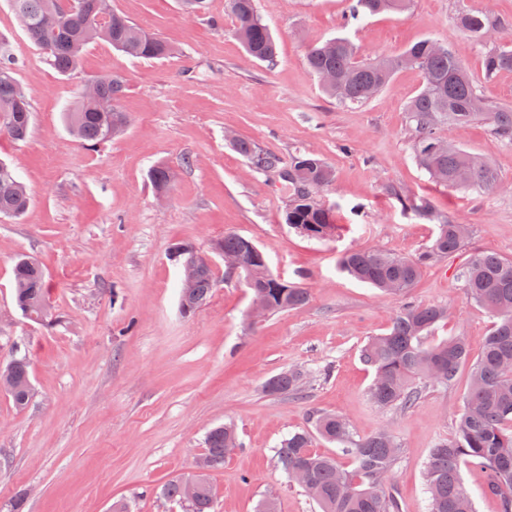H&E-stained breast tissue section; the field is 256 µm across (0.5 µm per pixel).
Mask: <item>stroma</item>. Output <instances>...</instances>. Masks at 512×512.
I'll use <instances>...</instances> for the list:
<instances>
[{"label": "stroma", "instance_id": "35a3bbf8", "mask_svg": "<svg viewBox=\"0 0 512 512\" xmlns=\"http://www.w3.org/2000/svg\"><path fill=\"white\" fill-rule=\"evenodd\" d=\"M350 7L351 0H256L277 41L268 63L247 55L227 0H208L201 15L186 13L180 0H112L173 54L136 58L98 42L64 77L0 0V46L32 111L26 140L0 133V160L31 195L21 217H0V367L26 358L34 388L21 411L0 392V512H111L119 500L130 512H183L160 489L192 470L207 431L224 423L235 426L241 446L210 475L213 512H259L267 500L276 512H321L276 458L281 440L305 430L311 450L351 466L315 432L321 412L342 415L359 437L390 431L401 454L386 489L399 512H428L429 452L454 433L469 370L448 386L421 387L411 409L382 408L369 397L374 373L360 350L411 303L447 309L432 341L463 335L471 355L480 353L493 319L468 299L463 272L477 249L512 259V141L481 120L442 127L441 137L486 157L499 184L477 193L434 183L413 158L406 112L424 87L420 69L398 70L375 98L343 105L325 93L305 55L336 37L349 38L363 60L436 39L492 99L512 107V72L484 83V48L455 24L459 10L480 11L512 43V0H412L408 11L347 26ZM109 72L126 79L121 107L132 120L90 148L63 114L89 79ZM233 133L283 158H323L334 180L319 198L336 208V233L317 240L290 228L280 178L253 170L233 148ZM159 163L177 174L163 202L149 178ZM404 195L430 199L437 221L403 210ZM441 219L469 225L470 238L451 258L423 266L405 298L339 268L340 255L356 246L415 257ZM227 233L252 240L272 273L307 288L308 304L251 317L250 288L219 262L209 301L183 314L171 246L208 253ZM21 255L45 272L51 323L26 318L15 304ZM289 368L306 373L301 392L266 393V381Z\"/></svg>", "mask_w": 512, "mask_h": 512}]
</instances>
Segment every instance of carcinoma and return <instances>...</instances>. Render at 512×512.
I'll list each match as a JSON object with an SVG mask.
<instances>
[{"mask_svg":"<svg viewBox=\"0 0 512 512\" xmlns=\"http://www.w3.org/2000/svg\"><path fill=\"white\" fill-rule=\"evenodd\" d=\"M29 38L43 51L45 61L58 74L68 76L80 67L87 47L105 41L131 56L158 59L171 54L162 38L149 34L112 10L111 0H81V8L67 9L63 0H10ZM411 0H355L345 25L362 17L385 11H403ZM228 8L237 21L236 35L249 56L270 62L277 49L270 27L258 15L255 0H228ZM459 28L486 47L483 58L485 82L501 72L512 71V48L485 39L498 25L489 15L462 11ZM309 68L321 80L325 91L345 104H362L377 95L392 73L401 66H415L424 74L423 90L409 103L414 124L413 154L430 179L439 184L473 189H492L497 174L484 160L453 147L438 135L441 124L468 122L481 118L497 135L512 139V108L503 107L479 92L465 64L447 45L436 40H421L402 54L375 61L358 59L354 44L346 37L315 45L306 56ZM98 86L93 100L80 99L65 113L72 135L89 147L121 135L131 117L120 107L125 79L107 73L93 78ZM31 122L26 92L15 78L10 60L0 58V132L21 140ZM233 147L256 170L279 171L288 167L293 175L281 184L288 193L286 223L299 233L314 239L331 236L336 230L334 208L316 200L317 194L333 181L328 163L316 156L298 154L288 162L262 152L249 140L237 138ZM157 190L174 181L173 171L159 164L151 171ZM421 218L435 213L424 198L411 204L401 198ZM30 203L27 187L11 166L0 161V216L17 218ZM465 224L444 221L438 225L432 245L415 258L395 256L380 248L358 247L339 257V267L357 280L383 292L403 297L420 275L422 267L435 258L454 255L464 245ZM214 248L238 258L253 281V296L262 299L270 313L300 309L309 301L307 289L292 285L273 274L264 253L249 239L229 233L214 243ZM14 296L26 317L44 322L48 319L46 284L40 263L20 256L13 269ZM464 288L470 299L496 318L476 361L471 363L470 390L465 398L453 437L430 449L425 468L429 512H475L474 502L463 486L460 467L470 464L485 470L491 494L501 501L502 512H512V259L496 253L475 250L469 259ZM214 271L200 270L190 285L181 288L183 312H192L204 304L214 288ZM447 317V311L433 306H405L394 318L388 333L370 339L362 349L363 361L373 369L370 387L372 401L381 407L410 408L418 398L412 380L423 379L431 385L451 383L459 368L469 361L464 337L456 336L439 343L428 342L434 326ZM14 380L11 399L15 408L24 409L33 396L29 362L15 359L7 366ZM304 375L298 370L283 371L265 384L269 394H296ZM315 430L326 441L350 455L354 468L345 469L336 458L309 449V436L297 431L282 440L276 449L278 463L294 481L293 473L305 476L301 487L318 503L321 512H398L393 495L382 485V477L393 467L399 452L395 439L386 431L355 438L350 423L334 413H319ZM205 452L200 460L207 472L224 466V451L238 447L233 425L210 429ZM180 476L162 488V495L185 507V512H212L211 486L205 475L197 494L187 497L186 482Z\"/></svg>","mask_w":512,"mask_h":512,"instance_id":"cac0c4a2","label":"carcinoma"}]
</instances>
